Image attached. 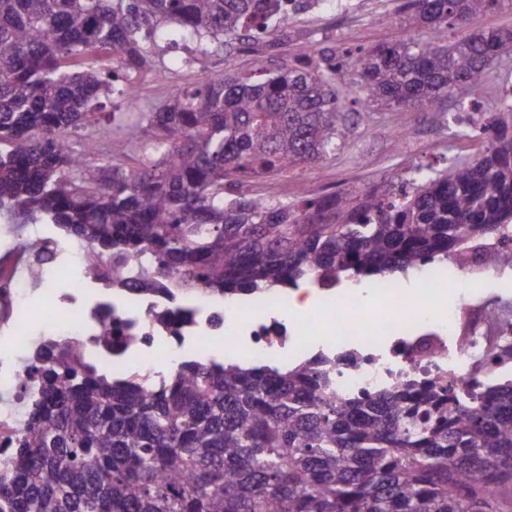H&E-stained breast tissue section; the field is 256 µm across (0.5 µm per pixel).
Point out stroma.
<instances>
[{"mask_svg": "<svg viewBox=\"0 0 512 512\" xmlns=\"http://www.w3.org/2000/svg\"><path fill=\"white\" fill-rule=\"evenodd\" d=\"M405 0H295L288 20L277 32L257 38L233 40L220 50L204 54L194 44L182 43L160 50L152 65L130 72L144 110L164 105L170 91L193 86L229 73L260 75L293 63L311 46L336 53V89L352 103L350 133L334 155L286 174L252 178L250 192L290 201L299 193L330 195L348 183L367 188H391L400 176L418 169L442 168L454 160L475 158L478 141L464 137L474 117L459 107L457 97L442 103L441 111L406 105L369 108L356 104L355 73L347 50L407 38ZM512 87V56L497 59L487 70L483 108L503 107L504 91ZM404 131L406 140L394 145L392 135Z\"/></svg>", "mask_w": 512, "mask_h": 512, "instance_id": "1", "label": "stroma"}]
</instances>
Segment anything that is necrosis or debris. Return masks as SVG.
Returning <instances> with one entry per match:
<instances>
[{
    "label": "necrosis or debris",
    "instance_id": "1",
    "mask_svg": "<svg viewBox=\"0 0 512 512\" xmlns=\"http://www.w3.org/2000/svg\"><path fill=\"white\" fill-rule=\"evenodd\" d=\"M54 257L40 276L56 280L67 265L111 273L112 260L96 255L83 240L52 237ZM18 253L0 258V327L9 334L0 346V447L10 448L26 427L20 416L32 393V359L45 346L76 342L83 363L106 368L113 376L161 360L164 368L193 357V339H243L250 357L278 364L307 354L312 348L336 356V391H372L409 379L427 383L447 378L453 390L467 392L473 381L495 383L512 376V326L499 321L498 307L464 299L458 309L431 318L426 309L412 308L405 289L373 285L385 298L383 309L361 315L357 295L326 300L306 313L289 303L256 301L230 304L201 294L192 303L166 297L147 299L130 288L113 296L93 295L90 288H54L56 312L40 318L43 331L33 336L28 316L35 314L37 289L18 275ZM121 325L122 344L107 347L97 340L101 326Z\"/></svg>",
    "mask_w": 512,
    "mask_h": 512
}]
</instances>
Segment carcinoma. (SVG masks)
<instances>
[{
	"mask_svg": "<svg viewBox=\"0 0 512 512\" xmlns=\"http://www.w3.org/2000/svg\"><path fill=\"white\" fill-rule=\"evenodd\" d=\"M501 0H408L410 37L352 57L368 107H433L479 94L512 55V30L448 40ZM284 0H0V214L50 224L112 258V288L226 299L316 283L333 289L406 273L476 246L480 265L512 268V104L463 132L475 160L419 169L396 190L351 184L273 204L227 198L244 176L286 173L336 152L349 132L335 66L314 47L257 79L224 75L171 91L127 124L142 146L112 178L83 167L63 138L110 124L105 99L160 42L202 53ZM41 259L48 241L23 235ZM39 395L0 460V512H512V379L447 409L448 388L407 380L343 397L322 359L288 368L250 359L184 362L159 382L116 379L38 353Z\"/></svg>",
	"mask_w": 512,
	"mask_h": 512,
	"instance_id": "obj_1",
	"label": "carcinoma"
}]
</instances>
